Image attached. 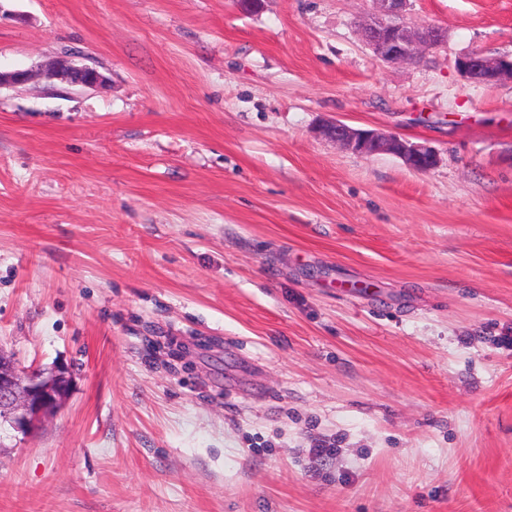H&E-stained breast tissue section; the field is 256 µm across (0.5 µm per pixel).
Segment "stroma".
<instances>
[{
    "mask_svg": "<svg viewBox=\"0 0 512 512\" xmlns=\"http://www.w3.org/2000/svg\"><path fill=\"white\" fill-rule=\"evenodd\" d=\"M0 0V347L74 375L0 512H512V0ZM432 147L409 169L321 131ZM334 440L328 455L316 441ZM374 20L360 25V36L374 55L388 63L411 62L444 40L440 27H411L403 20L409 0H373ZM456 66L471 83L497 85L506 80L512 82V54L488 55L482 51H472L459 57ZM60 80L72 86H81L82 88H97L106 79L95 67L90 65L76 63L72 64L62 59V63L57 67ZM321 131L336 145L351 153L361 156L392 155L415 171L427 172L438 161L431 147L414 143L397 133L354 128L338 121L323 125Z\"/></svg>",
    "mask_w": 512,
    "mask_h": 512,
    "instance_id": "obj_1",
    "label": "stroma"
}]
</instances>
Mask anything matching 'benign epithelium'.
I'll return each instance as SVG.
<instances>
[{"instance_id": "7a95c632", "label": "benign epithelium", "mask_w": 512, "mask_h": 512, "mask_svg": "<svg viewBox=\"0 0 512 512\" xmlns=\"http://www.w3.org/2000/svg\"><path fill=\"white\" fill-rule=\"evenodd\" d=\"M373 3L377 16L360 25V36L377 58L388 63L411 62L444 40V31L439 27L407 25L403 17L409 0H373ZM456 66L471 83L497 85L512 81V54L488 55L472 51L459 57ZM57 70L58 78L72 86L93 89L105 81L99 70L86 64L64 60ZM29 81L27 70H0V88ZM322 133L354 154L392 155L419 172L433 169L438 161L432 148L393 132L354 128L335 121L323 125ZM72 386L73 376L68 369L24 368L0 348V426L7 424L23 434L32 432L68 399Z\"/></svg>"}]
</instances>
